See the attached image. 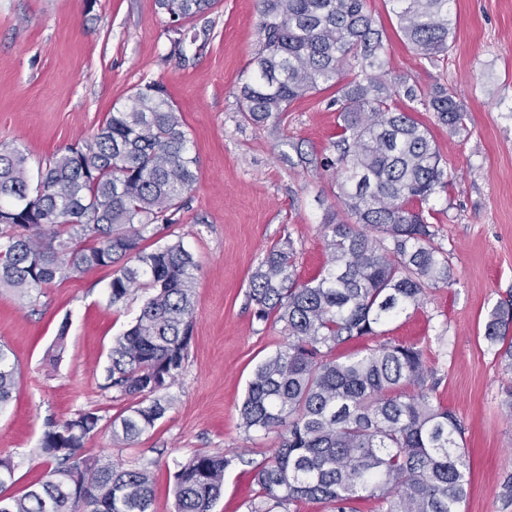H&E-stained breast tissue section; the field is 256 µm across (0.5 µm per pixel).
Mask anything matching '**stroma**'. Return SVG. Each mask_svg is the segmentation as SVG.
Returning <instances> with one entry per match:
<instances>
[{
    "label": "stroma",
    "instance_id": "35a3bbf8",
    "mask_svg": "<svg viewBox=\"0 0 512 512\" xmlns=\"http://www.w3.org/2000/svg\"><path fill=\"white\" fill-rule=\"evenodd\" d=\"M366 6L385 35L389 77H407L424 92L446 86L468 119L456 135L420 102L398 98L429 128L450 179L433 200V223L451 282L428 290L382 335L342 350L388 341L423 346L438 380L435 398L465 427L472 483L462 512H512L496 489L512 470V418L502 408L512 371L484 339L489 312L512 300V0H449L455 34L435 63L405 41L390 0ZM258 23L256 0H217L188 24L190 40L178 49L156 0H0V148H20L37 172L92 137L134 89L160 81L182 114L198 171L173 224L149 241H182L196 261L188 354L163 392L164 417L133 446L112 439L110 422L129 400L105 383L113 342L136 320L147 292L109 304L108 268L67 275L28 300L0 289V345L18 365L12 400L0 410V457L13 460L17 476L9 494L45 475L46 420L94 409L100 428L86 452L122 468L149 467L151 512H174L178 463L212 452L231 460L213 512H249L252 467L276 439L245 432L240 406L257 365L286 340L281 324L253 318L250 277L285 240L296 251L297 278L315 276L327 260L324 225L345 217L324 166L338 132L333 90L292 102L276 124L255 126L240 112Z\"/></svg>",
    "mask_w": 512,
    "mask_h": 512
}]
</instances>
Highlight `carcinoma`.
Returning <instances> with one entry per match:
<instances>
[{
	"label": "carcinoma",
	"instance_id": "carcinoma-1",
	"mask_svg": "<svg viewBox=\"0 0 512 512\" xmlns=\"http://www.w3.org/2000/svg\"><path fill=\"white\" fill-rule=\"evenodd\" d=\"M399 30L422 58L448 53L454 27L448 0H390ZM215 0H158L183 43L186 24ZM259 47L242 83L245 119L278 122L293 101L339 86L336 179L348 219L324 225L327 265L298 281L293 249L272 247L252 274L249 298L259 322L283 323L287 342L257 366L240 409L247 431L279 438L270 459L253 469L250 512H274L303 500L330 512H461L471 485L462 451L465 428L425 387L424 349L383 344L347 356L336 349L378 335L418 306L426 290L448 282V261L429 222L448 174L429 129L398 108L395 96L422 101L457 133L467 110L442 85L418 92L389 84L384 44L364 0H258ZM351 78L344 82V71ZM197 182L182 116L165 86L149 82L112 112L91 140L70 145L32 181L17 147L0 149V289L19 297L67 271L111 268L109 302L149 288L135 323L117 337L106 387L135 399L111 422L131 446L169 405L160 396L187 358L197 264L181 241L147 250L143 242L171 223ZM485 340L512 370V302L487 317ZM17 364L0 347V410L15 386ZM80 430L57 438L68 422L49 421L41 439L45 479L20 496L3 494L0 512H75L56 478L85 464L107 512H150L153 478L146 468L119 469L84 450L100 416L83 410ZM64 449H59L58 444ZM230 459L197 453L174 475L175 512H212Z\"/></svg>",
	"mask_w": 512,
	"mask_h": 512
}]
</instances>
